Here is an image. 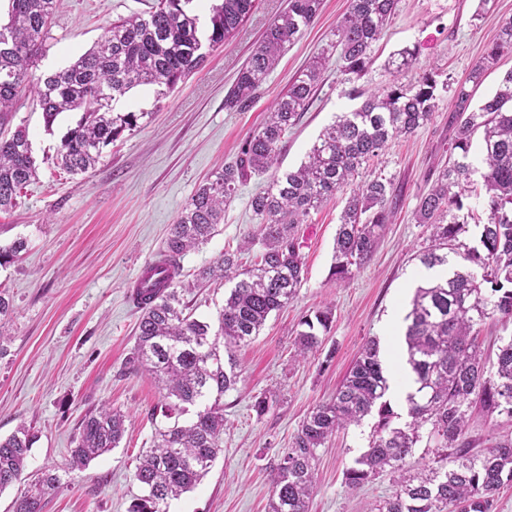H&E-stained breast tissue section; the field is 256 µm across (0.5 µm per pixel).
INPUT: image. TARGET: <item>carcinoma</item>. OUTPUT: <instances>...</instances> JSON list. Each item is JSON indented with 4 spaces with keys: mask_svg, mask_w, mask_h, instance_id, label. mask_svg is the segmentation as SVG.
Wrapping results in <instances>:
<instances>
[{
    "mask_svg": "<svg viewBox=\"0 0 512 512\" xmlns=\"http://www.w3.org/2000/svg\"><path fill=\"white\" fill-rule=\"evenodd\" d=\"M190 2L156 0L146 13L112 22L92 49L36 80L33 69L48 38L55 0H9L8 21L0 23V125L27 89L49 129L61 113L79 110L81 119L61 140L57 165L72 175L95 168L103 149L147 116L117 112L114 102L139 86H155L160 96L173 90L203 66L207 50L235 35L258 0H222L213 7L205 39L198 34ZM398 3L350 0L337 40L277 96L262 127L243 139L237 161L200 185L170 226L158 257L169 275L151 288L136 289L142 315L125 366L154 375L165 417H180L191 407L196 411L189 420H176L155 432L135 472L145 494L130 512H168L170 501L193 490L216 460L224 434V393L239 378L235 351L259 335L270 314L287 305L306 279L298 226L342 193L345 205L331 276L349 277L352 267L362 265L375 250L392 216L394 183L382 175L361 181V168L390 140L412 134L432 119L440 84L431 71L407 86L393 81L368 95L360 107L337 116L320 133L308 161L252 197L260 224L246 241V250L257 247L254 264L244 268L236 254L226 251L200 268L193 284L234 283L217 325L193 317L182 294L181 259L213 237L224 223V207L248 176L265 174L278 163L280 144L314 98L331 55L339 54L343 74L361 76ZM321 5L322 0H289L288 10L267 27L239 72L225 96L226 107H250L283 51L314 21ZM511 51L512 21L500 26L466 80L442 84L453 92L459 122L450 146L454 159L418 197L416 220L429 230L419 260L428 269L445 271L453 254L482 274L456 269L416 289L405 331L412 387L405 401L411 421L395 424L398 414L386 398L390 385L378 342L367 341L335 397L309 412L272 470L268 512H309L318 450L339 430L358 426L372 414L376 422L367 449L346 470L345 484L357 490L384 472L393 474L397 489L379 503L377 512H493L497 492L512 483V438L476 451L468 436L478 406L512 419V339L498 347L489 369L476 330L493 317L512 321V70L492 97L474 104L485 73ZM478 132L486 169L477 184L472 150ZM36 173L28 130L19 126L1 135L0 211L16 206ZM466 196L478 199L485 214L477 247L460 240L467 229L459 216ZM25 249L22 239L0 247V265L19 258ZM332 321L328 308L303 318L297 356L316 351L322 344L318 330L328 331ZM124 432L120 412L105 405L89 410L73 438L67 470L87 467L117 447ZM35 442L36 435L23 424L0 438V492L21 480ZM421 446L431 450L432 458L415 457ZM62 485L56 469L43 471L15 497L12 512H44L48 497Z\"/></svg>",
    "mask_w": 512,
    "mask_h": 512,
    "instance_id": "obj_1",
    "label": "carcinoma"
}]
</instances>
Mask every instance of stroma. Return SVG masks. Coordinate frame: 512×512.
Returning a JSON list of instances; mask_svg holds the SVG:
<instances>
[{
  "mask_svg": "<svg viewBox=\"0 0 512 512\" xmlns=\"http://www.w3.org/2000/svg\"><path fill=\"white\" fill-rule=\"evenodd\" d=\"M154 0H58L49 36L35 71L43 77L68 66L90 49L113 21L148 11ZM349 0H323L304 35L287 47L254 103L234 111L224 105L240 69L268 25L287 10L288 0H259L256 10L205 66L166 95L140 86L116 103L119 112L142 113L134 131L103 151L95 169L74 177L55 165L63 135L80 115L65 112L46 127L29 97L20 98L0 131L26 126L38 176L18 205L0 212V246L27 241L22 256L0 266V290L13 311L0 355V436L19 425L38 439L22 475L30 481L44 469L64 473L62 488L45 512H128L144 490L134 473L156 428L167 425L153 378L126 372L141 316L128 288L144 263L159 255L170 224L198 186L213 172L234 163L243 138L264 121L273 100L334 38ZM512 20V0H399L373 50V63L357 83L345 81L338 58H331L323 82L298 124L281 145L278 168L251 176L224 211L214 237L182 261V274L197 270L224 251L251 253L241 246L255 234L258 220L250 200L278 172L304 162L322 129L336 114L357 106L351 86L372 92L387 85L393 53L410 47L417 59L405 72L412 80L434 70L439 81L464 80L500 26ZM451 91L439 93L431 122L388 143L378 160L364 165V178L382 174L397 188L393 221L370 260L342 281L330 274L342 198H334L299 227L307 278L295 298L272 313L259 336L236 351L240 380L224 395L222 450L195 489L171 501L169 512H268L271 469L305 416L329 401L364 343L400 345L389 322L393 309H408V280L421 270L418 253L426 225L416 223L419 195L447 166L454 136ZM331 307L334 322L309 360L295 355L297 324L303 315ZM275 391L278 402L264 416L254 395ZM109 405L127 416L118 448L83 470L66 472L73 437L86 411ZM372 418L332 438L315 461L317 484L310 512H367L393 495L391 474L349 490L343 473L367 447Z\"/></svg>",
  "mask_w": 512,
  "mask_h": 512,
  "instance_id": "stroma-1",
  "label": "stroma"
}]
</instances>
